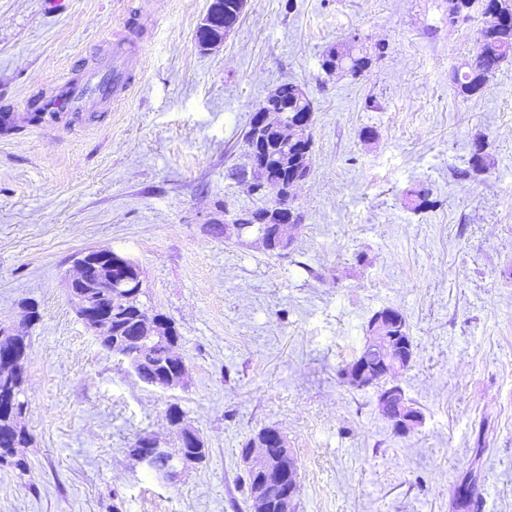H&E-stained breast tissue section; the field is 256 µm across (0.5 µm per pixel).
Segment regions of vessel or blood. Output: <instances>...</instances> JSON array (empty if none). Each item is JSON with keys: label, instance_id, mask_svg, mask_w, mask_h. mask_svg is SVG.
I'll use <instances>...</instances> for the list:
<instances>
[{"label": "vessel or blood", "instance_id": "b4317fda", "mask_svg": "<svg viewBox=\"0 0 512 512\" xmlns=\"http://www.w3.org/2000/svg\"><path fill=\"white\" fill-rule=\"evenodd\" d=\"M136 31L126 28L120 40L112 44V68L98 75L79 74L75 69L59 73L52 81V94H33L25 98L20 109L24 112H77L83 109L85 99L96 95L123 101L132 85L133 79L125 67L127 48L134 43Z\"/></svg>", "mask_w": 512, "mask_h": 512}]
</instances>
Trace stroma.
Returning <instances> with one entry per match:
<instances>
[{"mask_svg": "<svg viewBox=\"0 0 512 512\" xmlns=\"http://www.w3.org/2000/svg\"><path fill=\"white\" fill-rule=\"evenodd\" d=\"M209 4L0 0V106L62 69L111 68L109 43L139 23L123 104L0 133V322L30 344L32 437L30 475L0 466V512H249L240 448L265 426L298 462L297 512H456L470 473L474 512H512V63L458 95L480 22L449 26L446 0H248L203 51ZM354 38L382 57L326 76L322 52ZM285 82L313 101V170L297 192L304 222L272 256L216 229L225 208L261 204L230 173L254 109ZM478 133L491 167L456 180ZM422 187L440 205L417 213ZM89 248L138 264L145 305L182 336L187 387L143 383L78 319L66 282ZM384 306L415 345L398 381L423 424L406 437L375 389L338 375ZM172 404L208 450L174 483L130 454L138 436L167 439Z\"/></svg>", "mask_w": 512, "mask_h": 512, "instance_id": "1", "label": "stroma"}]
</instances>
